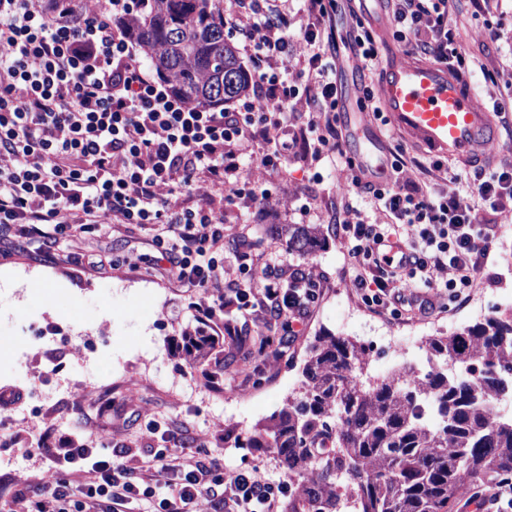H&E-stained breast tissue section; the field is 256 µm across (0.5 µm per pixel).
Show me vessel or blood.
<instances>
[{
    "instance_id": "b4317fda",
    "label": "vessel or blood",
    "mask_w": 512,
    "mask_h": 512,
    "mask_svg": "<svg viewBox=\"0 0 512 512\" xmlns=\"http://www.w3.org/2000/svg\"><path fill=\"white\" fill-rule=\"evenodd\" d=\"M387 50L380 63L378 104L389 127L417 149L451 161L483 163L494 138L495 119L476 102L468 80L448 66L418 58L391 44V29L382 7L370 12ZM350 146L363 161L368 181L389 172L386 140L368 115L345 112Z\"/></svg>"
}]
</instances>
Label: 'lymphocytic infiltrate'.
I'll use <instances>...</instances> for the list:
<instances>
[{"mask_svg":"<svg viewBox=\"0 0 512 512\" xmlns=\"http://www.w3.org/2000/svg\"><path fill=\"white\" fill-rule=\"evenodd\" d=\"M303 2L297 22L288 0H224V26L251 68L252 92L217 111L189 106L143 65L131 36L139 0H96L84 9L76 0H0V233L51 247L67 232L113 220L138 225L153 231L155 264L167 279L205 293L198 319L223 322L232 335L239 320L275 318L298 336L321 298L320 282L291 269L287 244L271 256L289 271L282 281L225 246L224 217L200 185L225 190V206L262 211L272 192L244 179L246 162L280 176L299 153L313 183L323 181L322 163H339L388 218L373 223L349 202L336 208L334 234L361 304L398 319L435 311L437 289L449 304L464 302L496 233L485 214L512 205V163L472 167L427 193L402 179L397 150L386 181H365L338 130L337 0ZM388 2L397 42L454 71L469 68L449 25L458 0ZM394 239L402 248L392 254L386 245ZM436 269L448 272L438 286ZM160 439L139 473L106 436L85 446L46 428L20 454L61 449L64 467L14 496L28 512H130L137 501L149 502L150 512H189L198 498L217 494L223 512H276L293 495L287 472L269 477L258 465L230 468L214 458L176 465L170 449L180 435L167 429Z\"/></svg>","mask_w":512,"mask_h":512,"instance_id":"lymphocytic-infiltrate-1","label":"lymphocytic infiltrate"}]
</instances>
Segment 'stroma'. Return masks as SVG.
Masks as SVG:
<instances>
[{
	"instance_id": "obj_1",
	"label": "stroma",
	"mask_w": 512,
	"mask_h": 512,
	"mask_svg": "<svg viewBox=\"0 0 512 512\" xmlns=\"http://www.w3.org/2000/svg\"><path fill=\"white\" fill-rule=\"evenodd\" d=\"M488 8V16H476L463 4L450 17L475 62L466 77L478 84V101L484 105L507 95L506 84L512 80V0H488ZM491 21L501 33L495 42L488 35ZM487 70L499 71L500 85L486 83ZM303 166L301 158H293L287 176L276 178L258 164L245 165V178L272 189V202L263 214L241 206L225 208L222 194L212 195L215 207L224 212L226 238L247 242L253 260L280 245L276 225L317 224L323 231L317 247L294 254L293 260L324 279V295L304 335L277 344L276 354L264 358L224 350L191 367L173 357V339L197 325L194 306L202 296L161 277L151 262L154 250L147 233L136 225L116 224L105 235L68 236L57 250L15 236L0 239V247L10 251L0 257V336L20 338L34 326L47 331L46 339L0 357V391L21 394L15 407L0 409V474H9L16 486L51 480L57 462L20 458L18 448L36 440L46 427L67 433L82 420L88 434L110 432L113 447L123 449L128 465L139 470L158 445L150 425L167 424L186 435V445L175 451L179 461L204 448L229 465L256 463L273 476L282 469L273 452L240 450L235 442L297 391L314 337L331 333L357 340L378 330L450 336L474 324V316L462 307H449L442 295L434 314L422 320L393 319L366 309L345 272V249L330 224L335 202L356 201L355 189L340 170L331 180L308 186ZM309 190L317 204L303 216L298 206ZM493 219L499 233L473 292L489 299L498 293L512 298V275L502 265L503 257L512 258V210L495 213ZM101 254L115 257L116 265H92V258ZM86 336L97 341L96 353L89 356L81 349ZM219 365L236 373V381L212 384L207 375Z\"/></svg>"
}]
</instances>
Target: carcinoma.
Wrapping results in <instances>:
<instances>
[{
    "instance_id": "carcinoma-1",
    "label": "carcinoma",
    "mask_w": 512,
    "mask_h": 512,
    "mask_svg": "<svg viewBox=\"0 0 512 512\" xmlns=\"http://www.w3.org/2000/svg\"><path fill=\"white\" fill-rule=\"evenodd\" d=\"M155 71L197 108L224 105L247 93L251 77L233 43L224 38L222 0H149L132 27ZM296 252H307L321 235L314 224H287ZM215 340L187 330L173 356L196 363ZM428 350L454 369L434 371L429 395L395 379H359L365 348L349 337L319 336L309 347L299 391L240 448H274L292 473L316 467L288 512L317 503L321 512H341L336 471L348 472L358 512H451L463 477L488 485L512 476V420L498 419L492 396L512 376V312L492 315L453 336H432ZM430 400L442 419L438 429L413 416ZM332 435L340 456L331 465L312 460L309 448Z\"/></svg>"
}]
</instances>
